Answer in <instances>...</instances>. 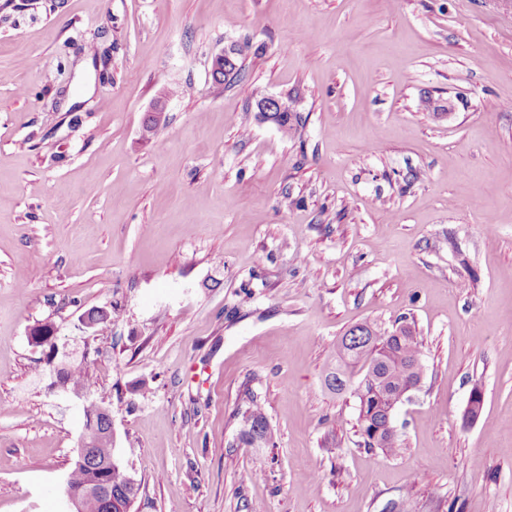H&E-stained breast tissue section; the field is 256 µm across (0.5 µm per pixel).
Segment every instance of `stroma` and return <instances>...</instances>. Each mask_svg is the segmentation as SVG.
<instances>
[{"label":"stroma","mask_w":512,"mask_h":512,"mask_svg":"<svg viewBox=\"0 0 512 512\" xmlns=\"http://www.w3.org/2000/svg\"><path fill=\"white\" fill-rule=\"evenodd\" d=\"M363 323L422 342L394 454L325 384ZM41 324L131 512H512V0H0V512L66 509L83 420ZM247 390L272 447L238 438ZM257 109L261 114H269L271 112H275L273 114V120L275 124L283 130L285 133H288L293 129V116L291 112H284L288 109L287 105L282 101V99L267 97L262 99L259 103H257ZM59 379L61 385L68 389L71 393L81 394L86 397L82 402V412L85 418L84 425L90 422L91 419H95L96 430L98 433L102 434L107 429L106 420H108L109 434L111 438L114 439L115 432L114 428L112 427V414L102 404H98L97 409V403L91 397L95 387V382L86 368L78 365H68L60 372ZM97 412L106 420L101 418Z\"/></svg>","instance_id":"stroma-1"}]
</instances>
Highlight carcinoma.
<instances>
[{"label": "carcinoma", "instance_id": "carcinoma-1", "mask_svg": "<svg viewBox=\"0 0 512 512\" xmlns=\"http://www.w3.org/2000/svg\"><path fill=\"white\" fill-rule=\"evenodd\" d=\"M423 375L421 341L412 328L401 326L381 335L370 325H357L342 337L336 349V365L327 376L330 390L348 393L357 402V427L367 448L385 453L398 450V435L387 427L388 413L400 404L401 394ZM61 385L74 394L85 396L82 412L85 422L96 420L102 434L107 422L97 413L92 399L95 382L86 370L69 365L59 374ZM247 408L238 413V437L246 445L265 448L274 445L264 404L246 391ZM84 464L73 465L65 476L64 492L81 496V512H128L133 488L124 467L114 458L112 443L99 438L83 448ZM96 483L112 485V495L87 494Z\"/></svg>", "mask_w": 512, "mask_h": 512}]
</instances>
